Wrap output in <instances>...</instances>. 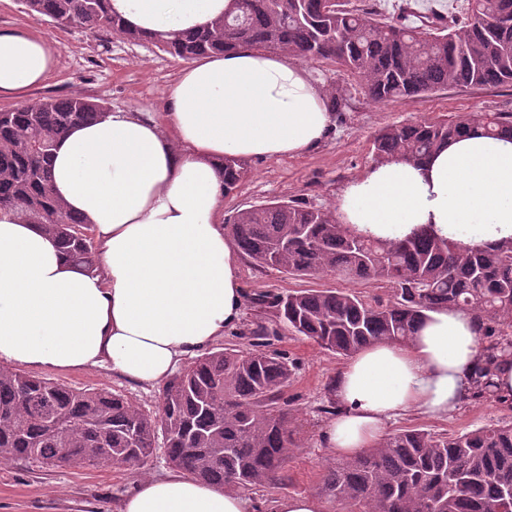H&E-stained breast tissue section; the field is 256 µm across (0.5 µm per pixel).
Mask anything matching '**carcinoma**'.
<instances>
[{"mask_svg": "<svg viewBox=\"0 0 512 512\" xmlns=\"http://www.w3.org/2000/svg\"><path fill=\"white\" fill-rule=\"evenodd\" d=\"M20 3L36 21L110 31L183 60L248 46L330 63L357 77L377 103L512 84V0H469L468 15L450 27L385 21L344 0H235L206 29L158 35L127 27L110 0ZM107 113L79 95L0 110V210L39 225L92 273L100 271L93 229L53 196L50 162L70 127ZM478 131L512 138V113L390 126L374 137L373 152L380 163L418 164ZM244 166L224 157V194L237 188ZM230 233L260 267L388 289L385 298L329 288L251 298L280 327L339 356L410 342L428 311L469 312L483 345L468 399L497 398L493 377L512 357V238L467 246L422 227L383 240L353 232L327 210L281 200L237 212ZM250 334V351L214 348L172 376L154 415L107 388H71L0 367V462L110 468L121 458L139 469L161 438L175 468L215 488L273 483L300 447L294 415L280 404L293 369L286 354L266 349V326ZM321 493L333 512H512V421L451 434L396 429L333 462Z\"/></svg>", "mask_w": 512, "mask_h": 512, "instance_id": "cac0c4a2", "label": "carcinoma"}]
</instances>
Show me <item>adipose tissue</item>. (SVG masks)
Segmentation results:
<instances>
[{
  "label": "adipose tissue",
  "instance_id": "obj_1",
  "mask_svg": "<svg viewBox=\"0 0 512 512\" xmlns=\"http://www.w3.org/2000/svg\"><path fill=\"white\" fill-rule=\"evenodd\" d=\"M232 0H111L135 29L164 34L208 25ZM56 53L37 35L0 32V98L41 85ZM333 115L324 91L285 55L253 48L185 64L162 115L118 111L79 123L51 160L52 190L94 228L101 270L79 271L38 225L0 212V365L103 367L162 386L178 363L240 323L238 252L224 227L222 161L294 157L320 143ZM358 234L401 238L430 226L470 245L512 237V141L478 132L427 162L372 165L338 201ZM481 356L472 316L427 312L406 344L357 351L333 385L328 448L373 447L391 419L415 410L444 419L463 403ZM118 512H322L311 495L265 508L182 473L143 478Z\"/></svg>",
  "mask_w": 512,
  "mask_h": 512
}]
</instances>
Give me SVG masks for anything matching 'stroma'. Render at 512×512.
<instances>
[{
  "label": "stroma",
  "instance_id": "35a3bbf8",
  "mask_svg": "<svg viewBox=\"0 0 512 512\" xmlns=\"http://www.w3.org/2000/svg\"><path fill=\"white\" fill-rule=\"evenodd\" d=\"M354 7L375 11L385 20L396 19L404 5L421 14L450 17L463 11L467 0H351ZM0 29L27 30L45 37L56 50V68L43 87L21 100L1 99L0 110L45 98L80 95L105 103L110 111L162 112L164 95L183 65L182 59L148 43H133L109 31L90 32L48 21H36L19 0H0ZM322 88L338 87L343 112L334 117L329 135L314 149L288 158H251L237 188L224 197L225 217L270 200L296 199L313 207L336 211L342 189L375 162L374 136L391 125L437 120L451 115L483 112L512 113V85L490 88H450L409 101L376 103L359 80L327 63L307 66ZM240 278L246 295L286 292L302 288H346L364 295L377 294L376 285L344 281L332 275L294 277L255 265L242 258ZM274 350L286 353L296 371L285 396L297 419L302 445L294 449L276 483L256 489L266 504L285 496L319 495L324 470L333 455L323 442L330 420L325 408L332 399L329 384L345 365L344 357L323 350L289 332L272 337ZM44 378L74 388H108L123 393L147 412H155L161 390L148 389L114 377L104 368L79 371L47 370ZM512 420V407L492 401H470L437 420L412 412L392 421V428L410 427L433 432H465ZM163 443H156L140 469L87 466L49 467L37 462L0 464V512H116L118 500L143 477L172 472Z\"/></svg>",
  "mask_w": 512,
  "mask_h": 512
}]
</instances>
